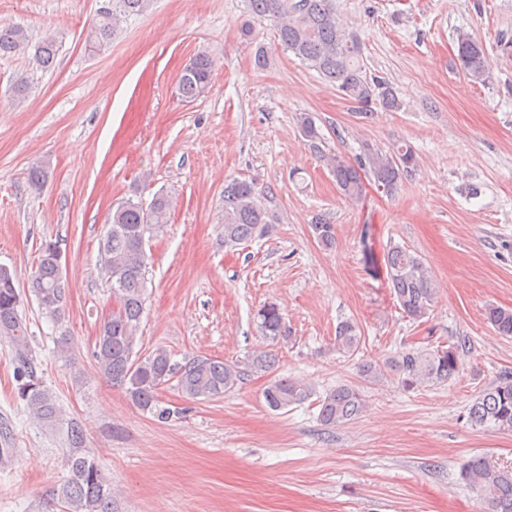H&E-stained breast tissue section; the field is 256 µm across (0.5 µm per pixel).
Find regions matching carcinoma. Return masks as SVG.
I'll return each instance as SVG.
<instances>
[{"mask_svg":"<svg viewBox=\"0 0 512 512\" xmlns=\"http://www.w3.org/2000/svg\"><path fill=\"white\" fill-rule=\"evenodd\" d=\"M154 0H105L97 11L87 35V46L94 50L112 40L122 18L146 12ZM249 12L275 23L278 45L298 58L307 68L336 87L345 98L358 105L360 113L369 114L372 106L385 110L400 108L393 87L379 77L368 76L357 36L347 32L336 12V0H247ZM457 58L464 74L474 82L490 77V65L483 44L464 30L456 32ZM30 46L24 28L0 24V56ZM34 58L42 67L53 64L57 46L53 37H45L34 46ZM213 59L199 53L183 69L178 80L179 95L188 101L205 96L210 89ZM302 135L315 142L320 133L311 116L299 119ZM341 195L359 200L365 191L364 176L389 194L397 188L402 175L415 166L417 159L407 145L383 153L368 145L352 164L336 155L326 158ZM261 191L252 182L233 179L224 184V244L237 245L261 235L272 223L271 215L260 203ZM169 196L158 192L148 207L130 198L122 201L109 216L101 249V265L112 290V312L104 319L95 340L94 356L103 375L125 390L132 404L159 422L172 416L162 405L160 389L171 380L184 397L207 401L224 395L240 380L237 363L197 358L182 365L172 362L163 347L148 353L135 350L137 332L147 295L146 251L141 243L146 235L163 232L170 218ZM319 244L334 246L335 228L323 220L311 225ZM383 266L387 286L400 308L412 320L424 317L434 303V280L418 254L392 245L384 253ZM33 293L42 313L56 319L66 302L60 253L52 242L42 244L36 270L32 275ZM21 295L15 276L0 267V336L8 339L16 352L18 395L30 414L45 426L61 424V411L53 393L42 385L35 363L29 358V335L19 307ZM264 335L278 341L286 339L283 314L277 304H265L258 311ZM486 319L505 336L512 335V309L490 307ZM359 326L350 321L336 328V346L346 354L358 351ZM459 348L409 350L379 364L366 362L361 374L377 381L393 373L407 390L423 383L444 382L459 370ZM311 389L297 381L275 377L263 391L272 410L285 409L308 400ZM364 409L359 390L340 385L320 397L319 419L326 426L345 424L356 419ZM470 420L480 426L512 430V379L498 382L480 395L469 408ZM70 453V477L49 493V506L62 505L64 512H113L112 482L97 460L82 448L84 433L72 422L67 428ZM461 479L480 494L488 512H512V469L492 465L479 454L469 457L461 467Z\"/></svg>","mask_w":512,"mask_h":512,"instance_id":"obj_1","label":"carcinoma"}]
</instances>
